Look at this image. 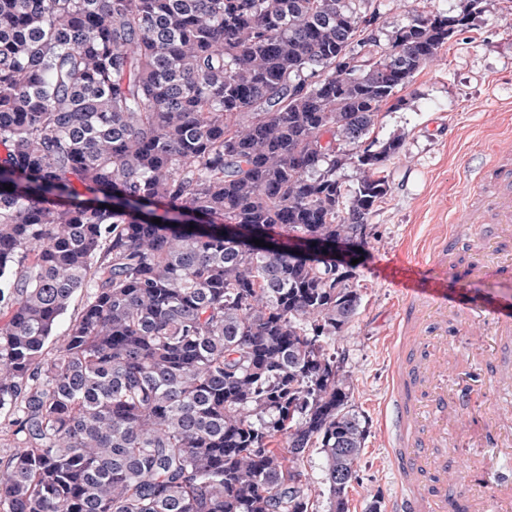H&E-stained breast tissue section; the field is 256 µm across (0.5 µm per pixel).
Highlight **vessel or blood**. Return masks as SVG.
Listing matches in <instances>:
<instances>
[{
  "instance_id": "vessel-or-blood-1",
  "label": "vessel or blood",
  "mask_w": 512,
  "mask_h": 512,
  "mask_svg": "<svg viewBox=\"0 0 512 512\" xmlns=\"http://www.w3.org/2000/svg\"><path fill=\"white\" fill-rule=\"evenodd\" d=\"M466 191L457 200L448 230L429 250L436 275L419 262L387 267L385 274L401 294L396 328L389 340L394 363L392 389L379 408L381 427L390 448L388 460L396 489L387 512H447L448 496L459 481L448 464L446 450L455 429L448 426V406L475 404L478 391L464 378L449 380L453 365L447 346H427L412 356L414 346L432 324L451 319L474 323L481 344L512 341V292L472 300L452 287L457 269L448 265L453 254L471 256L466 274L512 277V258L501 255L490 238L473 240L465 225H495L498 235L512 237V140L503 139L477 165L464 172ZM487 452L468 469L465 494L468 512H512V488L499 483L489 488L491 468L512 465V420L495 419Z\"/></svg>"
}]
</instances>
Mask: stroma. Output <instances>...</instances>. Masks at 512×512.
<instances>
[{
    "instance_id": "35a3bbf8",
    "label": "stroma",
    "mask_w": 512,
    "mask_h": 512,
    "mask_svg": "<svg viewBox=\"0 0 512 512\" xmlns=\"http://www.w3.org/2000/svg\"><path fill=\"white\" fill-rule=\"evenodd\" d=\"M381 34L406 23L414 7L452 14L459 0H373ZM402 109L382 110L373 130L385 140L399 135L403 146L387 169L391 193L371 218L372 234L355 268L361 306L336 339V353L353 381L351 403L368 424L356 479L348 490V512H368L394 491L386 440L378 419L391 359V336L400 297L380 273L383 265L414 254L438 225L447 223L455 198L464 190L465 163L501 134L512 132V0H487L486 10L467 31L443 47L403 89ZM505 403L486 392L466 413L454 455L458 474L482 452L486 418L505 413Z\"/></svg>"
}]
</instances>
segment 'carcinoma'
Instances as JSON below:
<instances>
[{"instance_id": "obj_1", "label": "carcinoma", "mask_w": 512, "mask_h": 512, "mask_svg": "<svg viewBox=\"0 0 512 512\" xmlns=\"http://www.w3.org/2000/svg\"><path fill=\"white\" fill-rule=\"evenodd\" d=\"M485 4L0 0V512H318L313 448L347 512L360 294L305 241L367 245V137ZM424 1V2H423ZM460 0H373L379 12L378 27L382 38L395 28L406 23L408 10L414 7L434 13L453 14L459 9ZM303 469L307 471L311 477L312 493L315 499L319 502V512H326L327 500L326 495L324 496L322 490L324 489L321 484L323 478V458L318 450L313 448L310 451V455L304 459Z\"/></svg>"}]
</instances>
